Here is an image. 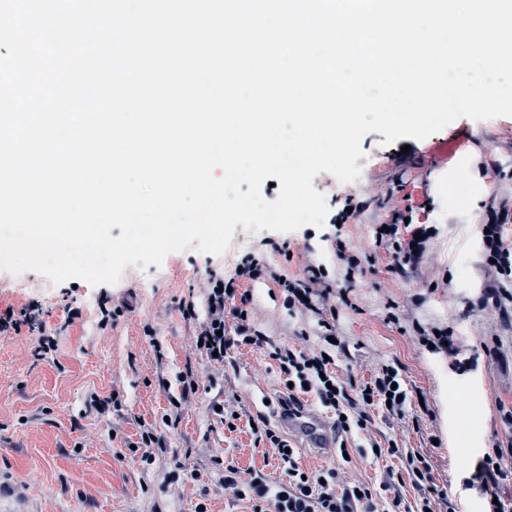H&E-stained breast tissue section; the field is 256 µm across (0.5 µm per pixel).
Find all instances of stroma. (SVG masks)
I'll return each instance as SVG.
<instances>
[{"mask_svg":"<svg viewBox=\"0 0 512 512\" xmlns=\"http://www.w3.org/2000/svg\"><path fill=\"white\" fill-rule=\"evenodd\" d=\"M410 146L402 152L400 143L385 144L383 134L371 132L361 142L359 179L343 183L326 172L314 178L330 213L350 197L366 205L338 231L328 223L289 233L239 226L229 251H174L161 265L126 267L113 285L56 284L36 272L0 271V308L18 311L36 302L47 330L58 333L56 352L40 361L31 354L28 329L0 335V512H195L201 503L208 512H253L252 501L225 494L215 462L239 468L245 478L257 473L285 481L284 463L255 434L263 425L287 437L303 467L318 470L331 458L350 481L375 489L387 472L405 473V464L396 456L361 455L358 443L420 451L430 456L433 481L457 512H486L487 496L471 476L500 430L499 404H512V359L484 355L480 339L497 319L473 302L486 283L478 227L490 211L508 209L502 235L512 246V117H460ZM407 219L434 235L420 267L402 274L376 243L374 227ZM339 243L365 265L350 285L349 305L336 312V334L347 350L337 355L335 371L359 383L381 363H396L412 397L401 420L370 409L345 460L338 449L309 447L283 425L277 407L284 387L268 350L234 348L223 366L211 365L194 346L197 321L181 312L184 301L203 304L209 271L231 276L243 255L301 279L308 265L335 264ZM248 290L251 327L298 351L318 344L316 316L288 312L277 284ZM104 302L126 306L105 327L98 322ZM72 310L81 317L70 323ZM433 326L454 327L474 362L471 371L453 372L447 355L421 346L419 328ZM187 374L199 387L184 399L178 378ZM451 385L460 403L449 402ZM113 394L118 403L106 411L90 403L91 396ZM469 400L481 402L479 415L468 416ZM217 403L240 413L235 430L214 414ZM145 425L162 447L150 465L128 449ZM461 449L468 458L463 466Z\"/></svg>","mask_w":512,"mask_h":512,"instance_id":"1","label":"stroma"}]
</instances>
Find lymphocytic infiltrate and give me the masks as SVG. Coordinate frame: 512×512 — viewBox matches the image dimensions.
Returning <instances> with one entry per match:
<instances>
[{"mask_svg":"<svg viewBox=\"0 0 512 512\" xmlns=\"http://www.w3.org/2000/svg\"><path fill=\"white\" fill-rule=\"evenodd\" d=\"M501 232L502 219L496 216L487 232L480 235L486 268L493 280L483 288L477 304L481 309L494 311L503 328L502 333L485 337L482 343L486 354L495 358L512 352V248L505 246ZM375 238L378 244L392 248L396 270L403 272L420 264L425 248L423 241L404 238L398 225L376 232ZM239 266V271L228 279L215 273L209 275L204 315H197L194 302L183 306L185 318L201 320L197 336L206 342L201 349L205 357L220 366L232 348L269 349L272 358L283 368V380L289 385V405H298L301 393H314L319 402L333 412L336 430L345 440L363 428L368 409L381 407L388 415H405L410 395L399 367L382 364L369 381L351 390L336 375L331 360L333 353L344 351V344L328 342L309 353L275 346L262 333L253 330L244 317L250 298L245 293L236 294V286L245 281L269 279L279 282L289 310L303 309L319 315L320 327L329 328V321L322 319L321 314L332 294L330 283L336 276L334 269L323 264L308 266L307 279L300 282L282 278L275 268L249 254L241 258ZM230 318L236 321L235 332L231 335L225 332L226 321ZM24 327L38 334L37 358L43 359L55 352L56 338L46 332L37 304H29L18 311L10 306L0 310L1 335L20 332ZM498 412L504 438L483 454L472 478L480 482L491 498L489 512H512V500L500 499L497 492L501 482L512 480V469L502 466L504 457L512 456V404H499ZM264 437L281 461L287 463V483L272 484L259 474L246 479L232 466L225 467L221 477L225 489L235 498L253 501L254 512H377L374 492L368 485L349 484L335 468L305 470L299 466L294 453L289 452L287 440L270 429L265 430Z\"/></svg>","mask_w":512,"mask_h":512,"instance_id":"obj_1","label":"lymphocytic infiltrate"}]
</instances>
